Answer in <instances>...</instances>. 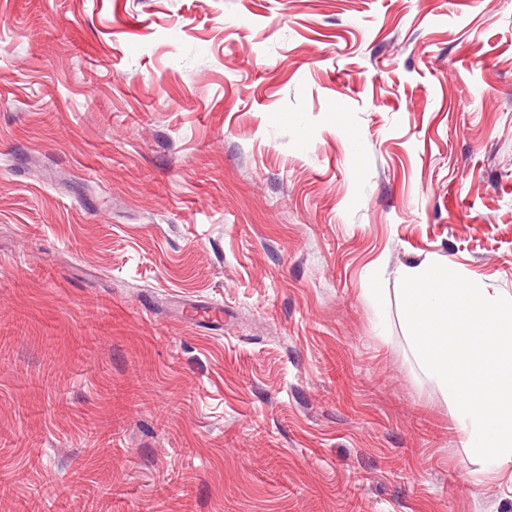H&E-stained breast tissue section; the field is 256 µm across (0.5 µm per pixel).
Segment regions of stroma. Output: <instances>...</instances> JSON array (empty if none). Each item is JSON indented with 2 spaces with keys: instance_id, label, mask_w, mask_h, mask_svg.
<instances>
[{
  "instance_id": "stroma-1",
  "label": "stroma",
  "mask_w": 512,
  "mask_h": 512,
  "mask_svg": "<svg viewBox=\"0 0 512 512\" xmlns=\"http://www.w3.org/2000/svg\"><path fill=\"white\" fill-rule=\"evenodd\" d=\"M435 262L512 295V0H0V512H512Z\"/></svg>"
}]
</instances>
